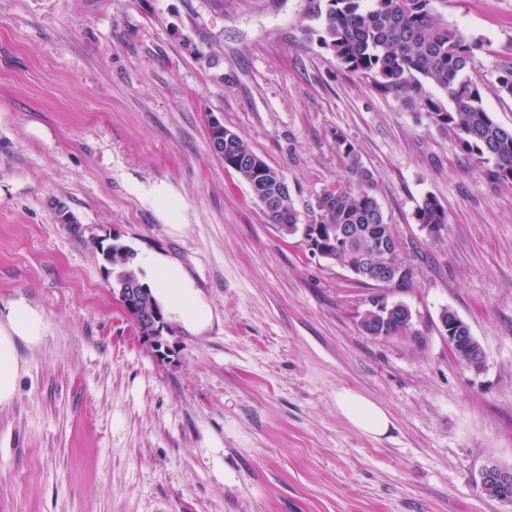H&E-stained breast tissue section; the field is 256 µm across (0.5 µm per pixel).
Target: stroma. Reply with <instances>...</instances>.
<instances>
[{
  "mask_svg": "<svg viewBox=\"0 0 512 512\" xmlns=\"http://www.w3.org/2000/svg\"><path fill=\"white\" fill-rule=\"evenodd\" d=\"M437 9L481 40L470 75L512 128V0ZM312 25L308 0H0V318L21 301L45 323L17 341L0 405V512H512L477 484L512 466V184ZM212 113L283 174L304 224L348 187L336 140L353 145L410 286L357 285L279 232L210 151ZM428 195L448 219L434 240L413 217ZM108 230L142 281L163 254L211 309L203 331L172 322L170 359L113 292ZM380 297L411 308L415 336L361 328ZM446 308L482 370L449 353ZM346 390L387 412V435L340 413Z\"/></svg>",
  "mask_w": 512,
  "mask_h": 512,
  "instance_id": "stroma-1",
  "label": "stroma"
}]
</instances>
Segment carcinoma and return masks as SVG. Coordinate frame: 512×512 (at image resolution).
<instances>
[{"label":"carcinoma","instance_id":"1","mask_svg":"<svg viewBox=\"0 0 512 512\" xmlns=\"http://www.w3.org/2000/svg\"><path fill=\"white\" fill-rule=\"evenodd\" d=\"M315 0L311 17L319 27L321 47L331 51L348 71L373 84L402 105L421 112L441 132H451L459 149L487 166L491 177L512 181V128L499 124L483 105L469 72L481 41L451 26L437 14L439 0ZM441 90L438 98L428 85ZM500 91L512 95V60L500 64ZM338 147L350 173L348 188L326 189L317 199V215L305 225L306 235L326 255L344 265H357L363 248L394 240L395 233L373 195L374 174L354 147L341 139ZM224 168L238 174L260 203L278 194L276 209H264L277 228L299 225L283 175L254 153L237 133L224 143ZM416 223L431 233L447 224L440 202L429 195L416 206ZM350 229L349 243L336 245V232ZM115 288L132 270L134 250L119 238L99 247Z\"/></svg>","mask_w":512,"mask_h":512}]
</instances>
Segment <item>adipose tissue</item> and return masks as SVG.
<instances>
[{
    "label": "adipose tissue",
    "mask_w": 512,
    "mask_h": 512,
    "mask_svg": "<svg viewBox=\"0 0 512 512\" xmlns=\"http://www.w3.org/2000/svg\"><path fill=\"white\" fill-rule=\"evenodd\" d=\"M152 267L151 290L160 305L185 326L204 330L211 320V309L182 269L160 256L153 257ZM43 331L42 315L22 303L13 306L6 320L0 322V403L9 401L14 393L19 369L17 340L37 343ZM337 405L346 419L363 434L382 436L391 426L387 413L358 393H342Z\"/></svg>",
    "instance_id": "adipose-tissue-1"
}]
</instances>
